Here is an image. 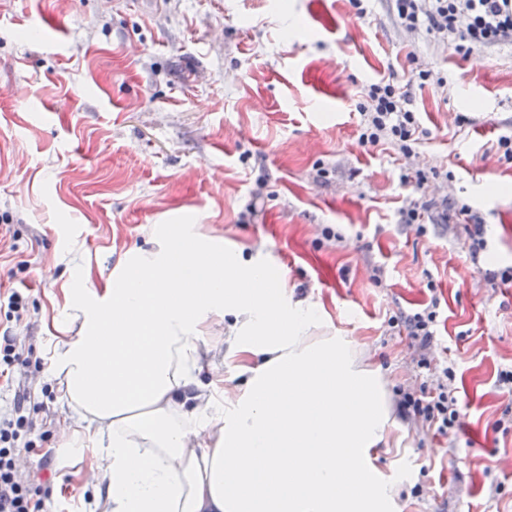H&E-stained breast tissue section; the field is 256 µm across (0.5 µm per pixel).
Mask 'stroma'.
<instances>
[{
	"mask_svg": "<svg viewBox=\"0 0 512 512\" xmlns=\"http://www.w3.org/2000/svg\"><path fill=\"white\" fill-rule=\"evenodd\" d=\"M427 135L409 160L358 140L371 83H414ZM512 133V46L461 55L396 23L386 0L356 18L349 0H0V226L16 252L0 284L23 297L13 331L43 366L0 378V410L19 384L38 456L26 468L49 512H90V451L60 431L70 409L52 364L81 323L75 298L100 292L130 250L184 224L269 264L294 299L319 306L323 331L351 340L391 396L436 386L443 368L462 426L437 436L393 413L376 478L394 512H512V163L492 147ZM438 166L424 194L460 197L483 215L480 265L460 224H399L415 197L398 166ZM500 192H490V185ZM256 212H249V203ZM381 282H374L375 270ZM439 297L429 368L390 316Z\"/></svg>",
	"mask_w": 512,
	"mask_h": 512,
	"instance_id": "obj_1",
	"label": "stroma"
}]
</instances>
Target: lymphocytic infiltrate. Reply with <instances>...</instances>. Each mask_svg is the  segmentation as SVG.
<instances>
[{
	"label": "lymphocytic infiltrate",
	"instance_id": "f902f5d3",
	"mask_svg": "<svg viewBox=\"0 0 512 512\" xmlns=\"http://www.w3.org/2000/svg\"><path fill=\"white\" fill-rule=\"evenodd\" d=\"M390 4L401 27L409 31L425 29L438 43L453 45L459 54L512 45V0H390ZM367 97L371 106L363 112L360 143L373 147L387 144L403 157L414 155L426 132L413 108L410 86L381 80L370 84ZM431 217L443 224L464 225L466 253L472 263L480 262L488 241L485 220L478 211L448 195L429 200L413 198L399 210L400 223L408 226H424ZM439 305L434 297L424 308L401 312L388 320L390 327L406 330L414 341L421 368L428 365ZM443 376V383L436 387L423 385L401 392L397 406L401 415L421 419L446 436L459 426L461 413L446 384L453 376L452 370L444 369ZM32 395L31 385H24L16 391L10 410L0 413V512H47L37 486L17 465L20 448L32 444L34 423L27 414Z\"/></svg>",
	"mask_w": 512,
	"mask_h": 512
}]
</instances>
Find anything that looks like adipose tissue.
I'll return each instance as SVG.
<instances>
[{"label":"adipose tissue","instance_id":"ef3b65f1","mask_svg":"<svg viewBox=\"0 0 512 512\" xmlns=\"http://www.w3.org/2000/svg\"><path fill=\"white\" fill-rule=\"evenodd\" d=\"M83 309L53 364L93 426L101 512H389L371 452L391 421L378 371L321 336L263 264L166 231ZM227 334L211 343L214 325ZM234 362L239 385L215 396Z\"/></svg>","mask_w":512,"mask_h":512}]
</instances>
